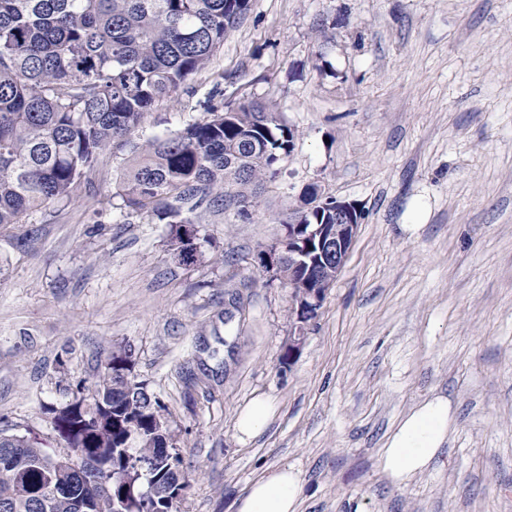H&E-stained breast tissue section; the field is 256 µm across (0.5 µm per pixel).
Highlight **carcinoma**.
Returning a JSON list of instances; mask_svg holds the SVG:
<instances>
[{
  "instance_id": "1",
  "label": "carcinoma",
  "mask_w": 512,
  "mask_h": 512,
  "mask_svg": "<svg viewBox=\"0 0 512 512\" xmlns=\"http://www.w3.org/2000/svg\"><path fill=\"white\" fill-rule=\"evenodd\" d=\"M251 0H0V226L93 187L100 159L127 151L125 206L171 224L169 247L196 261L179 224H197L201 200L224 211L258 207L294 132L262 102L207 108V117L163 139L135 133L156 102L205 70ZM304 224L331 222L304 207ZM132 351L115 345L97 373L67 385L74 410L60 417L66 447L53 454L31 434L0 431V512H78L82 498L112 512L124 500L190 486L167 407L143 380L125 377ZM87 461H75L77 453ZM142 472L144 482L122 475ZM54 483L69 493H53Z\"/></svg>"
}]
</instances>
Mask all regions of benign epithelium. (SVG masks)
I'll return each mask as SVG.
<instances>
[{
    "instance_id": "1",
    "label": "benign epithelium",
    "mask_w": 512,
    "mask_h": 512,
    "mask_svg": "<svg viewBox=\"0 0 512 512\" xmlns=\"http://www.w3.org/2000/svg\"><path fill=\"white\" fill-rule=\"evenodd\" d=\"M315 204L332 215L335 233L325 236L324 224H290L288 231L277 233L272 245L259 250L253 259L266 284L282 282L281 269L285 265L293 278L302 282L310 275L322 280L341 272L361 223L362 212L354 203L323 201L319 195ZM324 298L325 291L319 288L307 289L298 296L289 295L292 334L288 353L291 357L298 356L312 322L319 316Z\"/></svg>"
}]
</instances>
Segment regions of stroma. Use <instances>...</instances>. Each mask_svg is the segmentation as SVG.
<instances>
[{
	"label": "stroma",
	"instance_id": "stroma-1",
	"mask_svg": "<svg viewBox=\"0 0 512 512\" xmlns=\"http://www.w3.org/2000/svg\"><path fill=\"white\" fill-rule=\"evenodd\" d=\"M251 100L280 113L294 149L250 217L197 208L196 263L175 261L169 224L124 207L120 150L94 191L0 228V430L62 448L43 412L63 398L57 358L88 378L120 344L173 416L179 512H236L280 468L299 476L298 512H512V0H251L138 135ZM310 184L363 219L285 367L289 291L250 258ZM435 395L455 412L448 442L394 485L388 436ZM258 396L275 414L240 441Z\"/></svg>",
	"mask_w": 512,
	"mask_h": 512
}]
</instances>
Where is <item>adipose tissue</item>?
Segmentation results:
<instances>
[{
	"instance_id": "ef3b65f1",
	"label": "adipose tissue",
	"mask_w": 512,
	"mask_h": 512,
	"mask_svg": "<svg viewBox=\"0 0 512 512\" xmlns=\"http://www.w3.org/2000/svg\"><path fill=\"white\" fill-rule=\"evenodd\" d=\"M454 412L436 396L406 414L391 431L380 457L384 473L397 484L425 471L448 439ZM299 477L288 469L268 472L241 498L237 512H297Z\"/></svg>"
}]
</instances>
